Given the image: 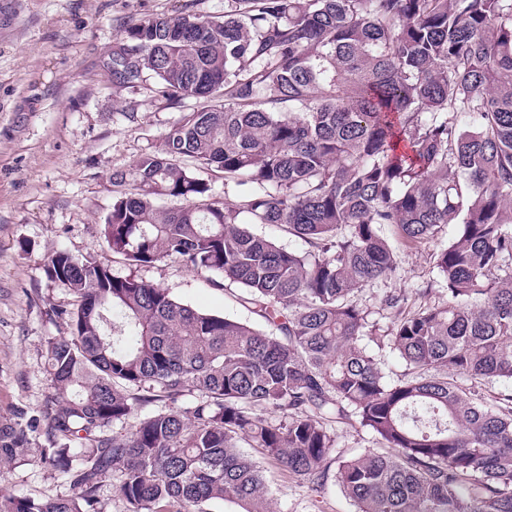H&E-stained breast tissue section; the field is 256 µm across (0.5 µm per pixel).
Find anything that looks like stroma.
Returning a JSON list of instances; mask_svg holds the SVG:
<instances>
[{"label":"stroma","instance_id":"35a3bbf8","mask_svg":"<svg viewBox=\"0 0 512 512\" xmlns=\"http://www.w3.org/2000/svg\"><path fill=\"white\" fill-rule=\"evenodd\" d=\"M188 1L201 13L224 10V0H0V418L40 412L45 341L66 335L59 312L73 301L44 272L58 251L94 258L201 310L249 316L221 282L177 260L129 266L100 234L112 208V171L127 168L180 117L147 88L112 87L100 60L128 16L168 13ZM455 231L448 225L426 245L396 243V275L363 295L373 319H392L379 304L386 291L424 289L438 299L433 254ZM270 479L272 512H355L335 481L313 493L276 468ZM5 485L36 499L70 493L33 462L16 464Z\"/></svg>","mask_w":512,"mask_h":512}]
</instances>
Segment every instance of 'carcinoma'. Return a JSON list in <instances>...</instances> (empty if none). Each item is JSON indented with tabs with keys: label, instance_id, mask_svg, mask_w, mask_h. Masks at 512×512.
Here are the masks:
<instances>
[{
	"label": "carcinoma",
	"instance_id": "1",
	"mask_svg": "<svg viewBox=\"0 0 512 512\" xmlns=\"http://www.w3.org/2000/svg\"><path fill=\"white\" fill-rule=\"evenodd\" d=\"M147 84L195 106L112 172L101 235L133 265L178 258L222 277L253 321L55 253L44 271L73 296L69 335L45 341L41 417L0 421V472L34 452L71 494L1 489L0 512H99L109 481L126 512H268L244 443L313 491L336 464L356 512H512V391H477L512 381V0L131 16L112 85ZM217 174L235 199L213 195ZM448 224L442 301L389 292L394 320H370L363 292L398 270L382 227L423 243ZM366 338L406 372L387 375ZM353 418L378 447L345 456L330 428Z\"/></svg>",
	"mask_w": 512,
	"mask_h": 512
}]
</instances>
